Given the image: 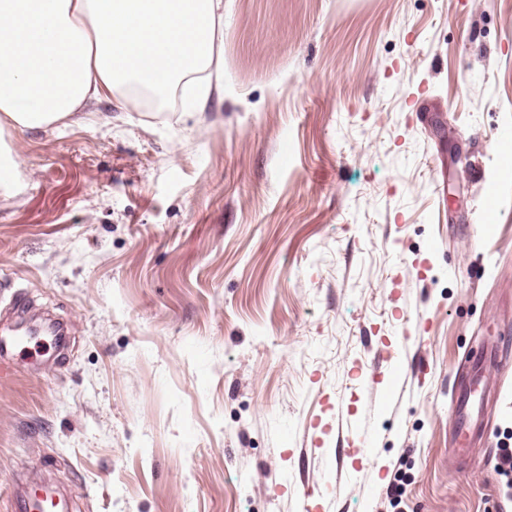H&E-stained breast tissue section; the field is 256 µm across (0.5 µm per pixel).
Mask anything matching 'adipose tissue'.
I'll return each instance as SVG.
<instances>
[{
    "instance_id": "obj_1",
    "label": "adipose tissue",
    "mask_w": 512,
    "mask_h": 512,
    "mask_svg": "<svg viewBox=\"0 0 512 512\" xmlns=\"http://www.w3.org/2000/svg\"><path fill=\"white\" fill-rule=\"evenodd\" d=\"M223 0H0V127L40 129L100 88L166 91L222 73L213 51Z\"/></svg>"
}]
</instances>
